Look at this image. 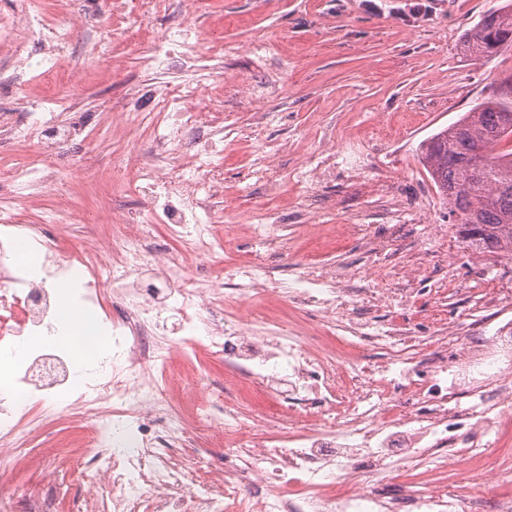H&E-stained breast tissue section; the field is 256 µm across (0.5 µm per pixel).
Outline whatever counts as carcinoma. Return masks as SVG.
<instances>
[{"instance_id": "carcinoma-1", "label": "carcinoma", "mask_w": 512, "mask_h": 512, "mask_svg": "<svg viewBox=\"0 0 512 512\" xmlns=\"http://www.w3.org/2000/svg\"><path fill=\"white\" fill-rule=\"evenodd\" d=\"M488 57L512 47V0L491 9L463 40ZM421 158L448 202L460 237L481 252L512 253V80L423 141Z\"/></svg>"}]
</instances>
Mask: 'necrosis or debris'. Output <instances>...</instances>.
I'll return each instance as SVG.
<instances>
[{
    "label": "necrosis or debris",
    "instance_id": "obj_1",
    "mask_svg": "<svg viewBox=\"0 0 512 512\" xmlns=\"http://www.w3.org/2000/svg\"><path fill=\"white\" fill-rule=\"evenodd\" d=\"M185 2L175 12L171 0H126L128 16L165 20L147 70L196 62L185 30L208 2ZM100 24L95 10L71 5L49 24L14 17L15 37L36 40L39 54L13 58L0 89L29 69L54 80L70 61L63 43ZM203 87L200 79L162 84L154 111L122 113L133 179L152 203L116 215L110 251L49 237L46 225L70 223L68 211L35 217L18 205L60 177L81 180L83 165L0 170V352L54 334L62 280L74 283L77 316H93L102 334L90 380L69 399L60 396L73 374L66 350L44 342L0 364V512L25 495L7 485L13 449L28 444L34 420L61 413L90 435L59 482L108 483L106 512H512L511 456L486 470L479 498L454 486L461 462L496 454L501 424L512 420L511 332L474 343L441 327L421 335L398 322L375 326L351 289L335 287L331 269L311 263L294 280L274 277L268 255L291 247L278 224L251 225L249 256L226 269L231 293L187 276L189 266L219 263L223 180L210 143L221 129L192 103ZM69 104L56 92L43 111L0 113V144L50 154L87 136L86 126L57 124ZM159 225L177 248L147 249ZM148 267L163 282L153 294L141 286ZM197 351L224 362V390L196 378V417L223 445L224 463L189 469L174 457L189 423L171 366Z\"/></svg>",
    "mask_w": 512,
    "mask_h": 512
}]
</instances>
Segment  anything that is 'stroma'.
Listing matches in <instances>:
<instances>
[{
  "mask_svg": "<svg viewBox=\"0 0 512 512\" xmlns=\"http://www.w3.org/2000/svg\"><path fill=\"white\" fill-rule=\"evenodd\" d=\"M195 16L192 34L219 40L199 58L210 71L203 98L223 108L224 140L217 143L224 177L222 223L237 227L224 263L249 247L248 225L269 222L294 233L288 254L269 259L289 278L308 258L336 271V284L360 296L374 288H406L414 304L373 310L376 324L399 316L425 330L440 319L457 336L492 330L512 317V304L492 305L512 286V258L468 249L448 217L419 152L422 141L457 121L477 100L512 76V50L477 58L462 47L465 32L502 0H209ZM80 70L67 118L94 123L112 137V119L136 103L155 107L154 86L182 84L181 66L160 74L144 70L141 49L113 46L111 58H87L81 40L67 49ZM22 87L0 92V110L33 112L47 93L37 71L18 73ZM261 86L254 95L253 86ZM69 155L94 172L77 188L59 185L23 199L31 214L82 203L87 221L73 232L110 249L107 225L114 210L132 213L147 192L113 171L93 141ZM125 182L122 197L112 186ZM319 224L311 242L295 225ZM86 425L59 415L32 434L23 457V481L43 492L55 488L54 458L81 447Z\"/></svg>",
  "mask_w": 512,
  "mask_h": 512,
  "instance_id": "obj_1",
  "label": "stroma"
}]
</instances>
